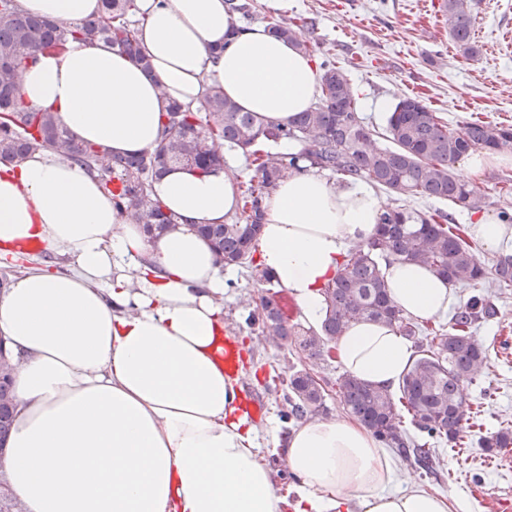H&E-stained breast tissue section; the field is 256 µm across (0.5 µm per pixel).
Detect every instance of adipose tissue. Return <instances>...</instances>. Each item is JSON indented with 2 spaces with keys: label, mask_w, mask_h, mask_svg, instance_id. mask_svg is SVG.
I'll return each instance as SVG.
<instances>
[{
  "label": "adipose tissue",
  "mask_w": 512,
  "mask_h": 512,
  "mask_svg": "<svg viewBox=\"0 0 512 512\" xmlns=\"http://www.w3.org/2000/svg\"><path fill=\"white\" fill-rule=\"evenodd\" d=\"M27 12L75 21L100 0H20ZM142 68L111 45L71 44L40 55L20 93L56 112L78 137L120 155L155 146L169 103L196 102L204 84L243 110L287 120L308 109L319 74L308 56L264 27L232 30L224 0H137ZM223 48L211 63L212 48ZM152 193L180 219L147 237L96 180L51 151L0 163V255L40 244L63 268L33 267L0 293V335L17 363L16 417L0 470L24 512H279L272 472L224 365V264L197 231L238 202L223 173L173 167ZM387 210L369 183L338 185L307 170L265 203L258 261L298 302L323 316L320 290L342 256L366 243ZM469 234L512 247V225L481 213ZM406 316H445L458 286L428 267H383ZM352 375L395 387L414 358L396 328L353 325L336 345ZM295 512H456L457 501L415 485L394 489L397 466L356 420H310L284 441Z\"/></svg>",
  "instance_id": "obj_1"
}]
</instances>
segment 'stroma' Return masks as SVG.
<instances>
[{"mask_svg":"<svg viewBox=\"0 0 512 512\" xmlns=\"http://www.w3.org/2000/svg\"><path fill=\"white\" fill-rule=\"evenodd\" d=\"M250 2L251 27L283 17L317 18V40L347 72L364 122L376 132L384 131L390 109L403 96L420 97L457 132L478 121L512 125V42L504 39L512 33V0H476L472 39L478 52L472 57L454 43L432 0H288L284 9L269 0ZM511 181L512 165L485 169L474 179L485 212H512V194L504 191ZM225 279L224 319L249 347L242 372L266 404L258 446L283 499L280 512H294L295 478L282 460L291 427L280 409L290 371L307 363L294 347L272 344L261 328L247 324L257 295L249 270L231 269ZM498 296V318L474 333L488 350L489 368L466 390L481 412L482 428L460 448L437 443L434 474L399 464L397 488L422 485L452 496L463 512H496L500 502H512V448L490 456L478 445L482 433L512 428V286L499 288Z\"/></svg>","mask_w":512,"mask_h":512,"instance_id":"stroma-1","label":"stroma"}]
</instances>
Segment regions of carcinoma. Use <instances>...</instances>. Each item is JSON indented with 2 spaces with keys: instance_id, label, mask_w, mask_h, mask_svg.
I'll return each instance as SVG.
<instances>
[{
  "instance_id": "obj_1",
  "label": "carcinoma",
  "mask_w": 512,
  "mask_h": 512,
  "mask_svg": "<svg viewBox=\"0 0 512 512\" xmlns=\"http://www.w3.org/2000/svg\"><path fill=\"white\" fill-rule=\"evenodd\" d=\"M99 15L79 22L50 21L23 12L18 0H0V161L19 163L29 153L49 149L84 168L111 198L119 214L158 236L173 220L152 194L153 180L169 165L189 166L202 174L222 169L235 181L239 204L234 218L208 224L202 232L226 266L246 267L258 286L271 283L269 271L254 254L263 228L264 202L278 183L307 169L327 171L344 180H363L401 198L427 197L448 201L471 212L484 206L483 196L462 182L452 170L455 162L475 149L512 151V126L475 122L461 132L416 96L393 105L383 139L372 144L373 131L357 106V94L346 72L314 39L317 19H275L269 33L288 40L308 55L320 75V94L313 105L292 122L264 120L243 111L207 84L195 105L172 104L160 114L162 136L139 154L116 156L102 146L71 133L59 116L25 102L19 95L23 70L45 53H61L72 42L108 43L129 56L145 72L150 63L137 39L136 0H101ZM232 24L250 16L248 0H225ZM450 33L467 56L478 49L470 33L471 0H446ZM293 141V152H271L261 143ZM239 151L254 175L246 182L225 169L223 145ZM478 244L466 225L448 223L442 211L421 212L399 205L390 208L365 244L346 252L336 275L321 290L324 315L317 329L285 317L276 295L259 293L247 321L283 344H290L309 360L360 322L381 323L417 339L418 355L393 392L350 373L337 381L346 410L387 448H395L422 469L434 470L435 449L407 435L404 415L415 429L454 448L469 429L470 405L465 389L473 375L488 363L473 329L498 317L497 297L471 293L453 312L448 328L427 327L405 316L388 292L380 259H396L429 267L450 284H476L487 271L477 256ZM495 279L512 285V256L500 257L492 270ZM13 371L0 375V456L7 442L14 412ZM325 390L299 369L289 376L280 417L295 426L324 408ZM484 451L512 447V430L501 429L480 438ZM0 512H22L4 479L0 478Z\"/></svg>"
}]
</instances>
